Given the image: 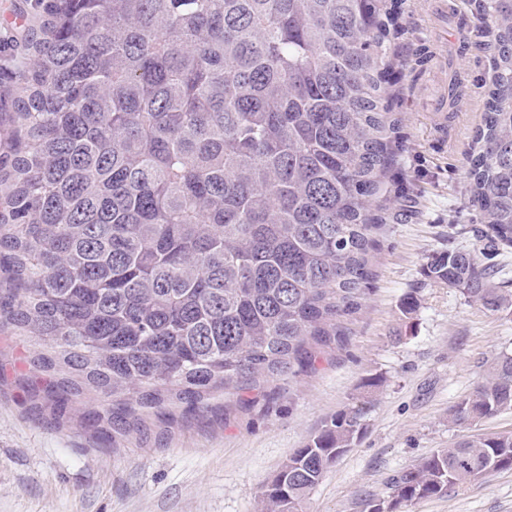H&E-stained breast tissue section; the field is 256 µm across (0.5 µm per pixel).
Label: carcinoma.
Returning <instances> with one entry per match:
<instances>
[{"label":"carcinoma","mask_w":512,"mask_h":512,"mask_svg":"<svg viewBox=\"0 0 512 512\" xmlns=\"http://www.w3.org/2000/svg\"><path fill=\"white\" fill-rule=\"evenodd\" d=\"M31 64L0 142V328L38 336L34 368L74 396L130 390L198 404L213 389L314 365L376 279L374 207L399 153L383 102V0H38ZM492 71L470 203L512 248V0ZM430 280L498 311L512 295L477 255L430 258ZM512 410V354L452 409L469 426ZM361 408L322 424L263 485L303 512L364 434ZM100 433L144 427L122 408ZM512 470V434L462 435L394 475L365 512H400Z\"/></svg>","instance_id":"obj_1"}]
</instances>
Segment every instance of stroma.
<instances>
[{"label": "stroma", "instance_id": "1", "mask_svg": "<svg viewBox=\"0 0 512 512\" xmlns=\"http://www.w3.org/2000/svg\"><path fill=\"white\" fill-rule=\"evenodd\" d=\"M394 76L384 100L401 119L400 154L383 205L377 277L347 319L344 345L314 368L216 391L201 408L141 406L143 431L108 440L94 415L110 396L70 397L61 422L35 411L46 388L30 359L35 336L0 330V512H266L261 487L336 412L364 407L365 433L325 473L304 512H362L364 500L459 434L449 413L500 353H512V308L490 311L424 275L429 256L477 250L512 290V249L478 232L466 154L483 110L490 53L474 0H388ZM38 20L34 0H0V41ZM456 82L447 111L437 104ZM418 299L412 318L400 306ZM383 375L365 395L362 380ZM404 512H512V471L489 474Z\"/></svg>", "mask_w": 512, "mask_h": 512}]
</instances>
